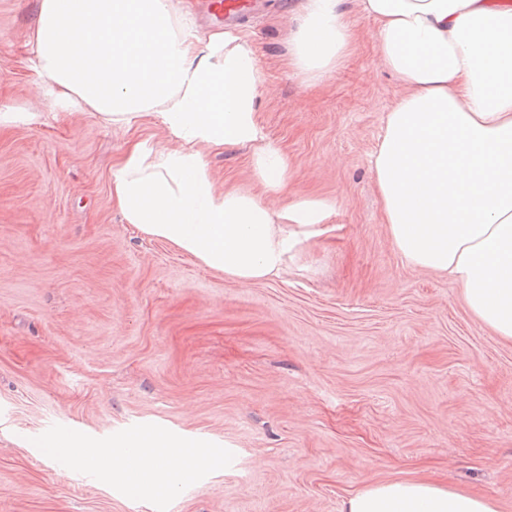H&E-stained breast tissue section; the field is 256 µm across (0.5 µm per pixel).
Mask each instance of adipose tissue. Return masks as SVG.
Masks as SVG:
<instances>
[{
    "label": "adipose tissue",
    "instance_id": "ef3b65f1",
    "mask_svg": "<svg viewBox=\"0 0 512 512\" xmlns=\"http://www.w3.org/2000/svg\"><path fill=\"white\" fill-rule=\"evenodd\" d=\"M380 59L406 89L373 155L390 237L406 263L448 274L474 317L512 341V0H358ZM355 42L342 0H302L288 64L314 83ZM35 92L91 109L109 126L153 115L174 150L135 143L112 171L127 223L205 267L247 282L277 276L334 212L300 199L275 210L289 163L257 120L263 74L233 28L200 38L173 0H40ZM253 149L257 195L219 189L203 148ZM136 469L157 492L198 455L145 431ZM342 512H498L494 500L418 478L367 485Z\"/></svg>",
    "mask_w": 512,
    "mask_h": 512
}]
</instances>
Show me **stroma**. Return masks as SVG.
<instances>
[{"instance_id":"obj_1","label":"stroma","mask_w":512,"mask_h":512,"mask_svg":"<svg viewBox=\"0 0 512 512\" xmlns=\"http://www.w3.org/2000/svg\"><path fill=\"white\" fill-rule=\"evenodd\" d=\"M39 0H0V512H341L369 483L430 477L512 512V342L444 274L392 243L372 155L402 88L375 25L311 85L286 65L299 0L244 33L264 78L257 120L288 185L336 212L278 276L241 282L127 224L112 170L134 141L176 140L36 96ZM249 149H209L220 187L256 186ZM152 430L193 474L131 496L113 455Z\"/></svg>"}]
</instances>
